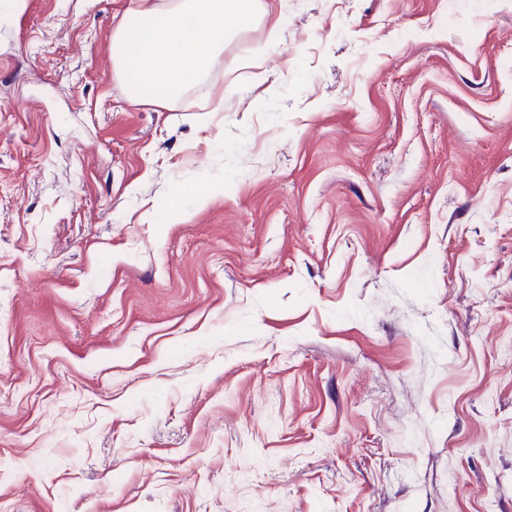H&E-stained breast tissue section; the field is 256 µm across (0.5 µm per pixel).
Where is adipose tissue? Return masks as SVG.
<instances>
[{"label": "adipose tissue", "mask_w": 512, "mask_h": 512, "mask_svg": "<svg viewBox=\"0 0 512 512\" xmlns=\"http://www.w3.org/2000/svg\"><path fill=\"white\" fill-rule=\"evenodd\" d=\"M265 14L263 0H130L112 52L134 98L165 106L203 79L226 43Z\"/></svg>", "instance_id": "adipose-tissue-1"}]
</instances>
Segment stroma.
Instances as JSON below:
<instances>
[{
	"mask_svg": "<svg viewBox=\"0 0 512 512\" xmlns=\"http://www.w3.org/2000/svg\"><path fill=\"white\" fill-rule=\"evenodd\" d=\"M265 2L0 0V512H512V0ZM262 0H130L112 52L133 98L159 106L203 79L224 45L264 18ZM192 19L191 32L186 20Z\"/></svg>",
	"mask_w": 512,
	"mask_h": 512,
	"instance_id": "stroma-1",
	"label": "stroma"
}]
</instances>
